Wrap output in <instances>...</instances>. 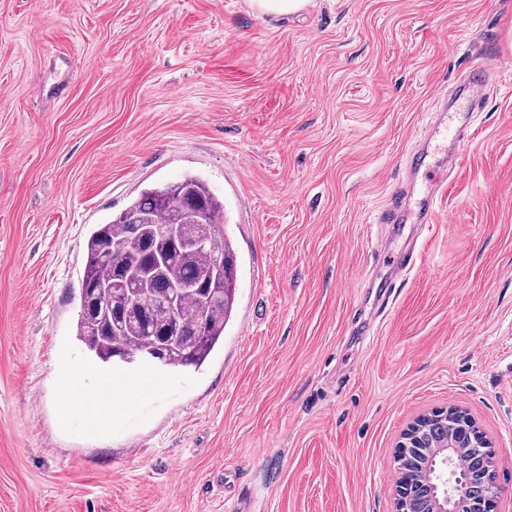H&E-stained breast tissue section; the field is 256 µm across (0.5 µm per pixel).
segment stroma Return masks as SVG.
Returning <instances> with one entry per match:
<instances>
[{"label":"stroma","mask_w":512,"mask_h":512,"mask_svg":"<svg viewBox=\"0 0 512 512\" xmlns=\"http://www.w3.org/2000/svg\"><path fill=\"white\" fill-rule=\"evenodd\" d=\"M478 66L435 224L377 223ZM189 173L224 201L236 308L99 425L128 371L75 336L85 241ZM448 405L512 512V0H0V512H396L400 436ZM252 2L263 13L282 14L303 9L308 0H253Z\"/></svg>","instance_id":"1"}]
</instances>
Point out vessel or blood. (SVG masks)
I'll list each match as a JSON object with an SVG mask.
<instances>
[{
  "label": "vessel or blood",
  "mask_w": 512,
  "mask_h": 512,
  "mask_svg": "<svg viewBox=\"0 0 512 512\" xmlns=\"http://www.w3.org/2000/svg\"><path fill=\"white\" fill-rule=\"evenodd\" d=\"M489 73L476 69L469 73L462 83L461 95H439L435 101V124L437 131L433 139L412 148L406 158L408 180L403 193L393 194L389 203L380 211L377 221L381 224H400L406 218L402 206L403 195L415 197L418 217L422 223H433L436 216V202L446 193L448 173L459 165L458 147L467 129L458 124L459 108H473L484 96ZM441 154L439 166H431L432 154Z\"/></svg>",
  "instance_id": "obj_1"
}]
</instances>
